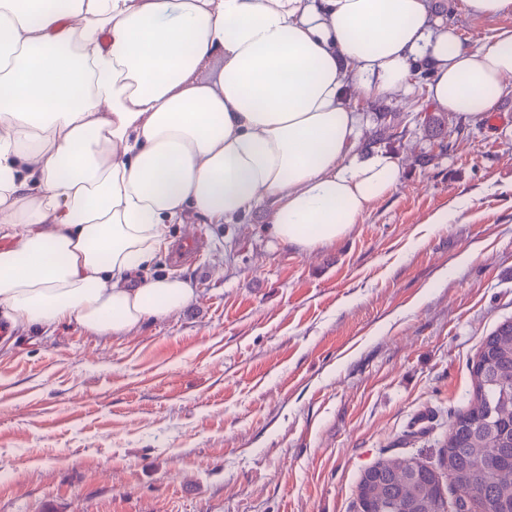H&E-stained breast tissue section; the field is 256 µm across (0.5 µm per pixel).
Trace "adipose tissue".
<instances>
[{"label": "adipose tissue", "instance_id": "adipose-tissue-1", "mask_svg": "<svg viewBox=\"0 0 512 512\" xmlns=\"http://www.w3.org/2000/svg\"><path fill=\"white\" fill-rule=\"evenodd\" d=\"M429 0H0V318L122 336L190 304L137 282L170 225L253 209L304 252L346 237L402 179L355 152L349 94L427 66L434 105L480 122L512 76V27L478 47Z\"/></svg>", "mask_w": 512, "mask_h": 512}]
</instances>
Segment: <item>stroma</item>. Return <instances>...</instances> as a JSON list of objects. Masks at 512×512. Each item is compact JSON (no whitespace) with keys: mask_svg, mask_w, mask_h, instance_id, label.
<instances>
[{"mask_svg":"<svg viewBox=\"0 0 512 512\" xmlns=\"http://www.w3.org/2000/svg\"><path fill=\"white\" fill-rule=\"evenodd\" d=\"M429 4L469 47L512 27ZM506 84L483 122L452 113L437 134L419 78L355 98L357 152L388 150L403 180L341 241L282 246L261 208L190 219L170 236L201 234L195 258L165 252L147 271L195 288L168 318L115 337L0 335V512H356L380 459L438 466L482 340L512 320ZM380 112L406 122L401 142L382 140Z\"/></svg>","mask_w":512,"mask_h":512,"instance_id":"1","label":"stroma"}]
</instances>
